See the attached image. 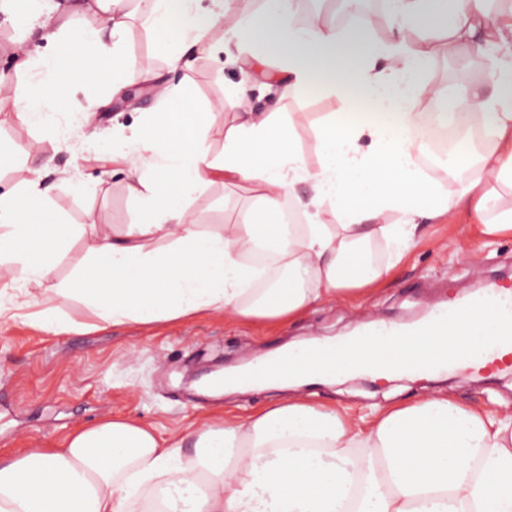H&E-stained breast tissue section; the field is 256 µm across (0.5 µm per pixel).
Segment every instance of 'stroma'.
Segmentation results:
<instances>
[{
    "instance_id": "1",
    "label": "stroma",
    "mask_w": 512,
    "mask_h": 512,
    "mask_svg": "<svg viewBox=\"0 0 512 512\" xmlns=\"http://www.w3.org/2000/svg\"><path fill=\"white\" fill-rule=\"evenodd\" d=\"M64 22L107 25L93 0H0V78L30 91L33 76L26 64L47 57L52 34ZM124 22V52L148 60V72L116 94L111 75L100 72L92 56L76 53L86 78L73 83L52 108L60 120L72 113L81 117L66 137L55 139L19 122L13 100L0 99V148H22L29 165L47 163L53 169L56 189L47 204L50 212L69 224L84 223L90 212L103 224L142 222L141 206L128 191L129 169L117 154L142 114L155 111L158 86L183 88L188 103L212 108L206 145L218 156L224 151V124L236 110L229 92L248 79V109L306 115L299 135L308 163H315L313 123L333 109L319 83L307 84L297 96L281 97L277 75L258 60H244L232 42L212 56L187 49L174 69L144 15L129 13ZM250 204L245 191L218 183L196 194L189 208L206 226L236 218ZM510 270L512 233L486 235L468 209L452 225H426L420 243L369 293L337 298L290 321L238 324L220 314H202L148 327L129 324L58 335L16 319L0 326V456L59 447L73 430L104 418H131L167 439L204 416L254 415L289 393L257 388L214 395L203 388L201 377L209 369L231 370L290 343L341 336L369 318L414 320L427 307L457 301ZM294 393L355 415L428 394L493 410L512 406V371L487 378L470 372L390 382L368 375L309 380Z\"/></svg>"
}]
</instances>
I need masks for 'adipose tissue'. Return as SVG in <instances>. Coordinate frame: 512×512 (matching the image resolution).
Wrapping results in <instances>:
<instances>
[{"instance_id": "obj_1", "label": "adipose tissue", "mask_w": 512, "mask_h": 512, "mask_svg": "<svg viewBox=\"0 0 512 512\" xmlns=\"http://www.w3.org/2000/svg\"><path fill=\"white\" fill-rule=\"evenodd\" d=\"M162 35L170 66L184 48L212 53L222 14L200 16L196 0H140ZM279 19L239 9L233 28L242 51L283 74L282 96L310 82L324 63L325 94L337 102L315 129V164L298 145V113L240 112L224 126V153L202 146L206 114L170 111L182 89L155 90L157 109L127 140L120 157L135 175L128 185L146 213L140 224L110 230L44 224L53 187L42 169L0 195V317L9 285L21 284L23 318L58 333L80 331L60 307L42 302L44 285L65 257L71 236H88L83 261L56 283L107 325H152L208 312L236 322L294 319L308 309L375 283L384 273L366 251L384 242L396 264L422 236V222L452 221L463 208L488 232L512 229V4L488 0H390V35L345 39L324 18H292L290 0H269ZM59 49L36 62L40 90L20 96L17 117L63 136L48 105L68 87L72 49L111 71L112 89L145 72L143 63L107 48L97 29L60 28ZM484 57L476 80L452 112H426L449 98L428 64L436 56L465 64ZM373 99L362 120L346 110L352 96ZM454 123L478 136V147L443 161L454 190L429 178L418 140ZM221 182L255 195L278 219L282 201L301 215L292 231L270 233L244 213L234 223L201 229L186 201ZM306 185L307 195L297 192ZM270 249L280 276L262 288L249 260ZM53 281V280H52ZM512 512V409L479 410L429 395L352 419L300 397L275 402L245 419L203 418L178 438H158L137 422L107 418L73 431L59 448L0 457V512Z\"/></svg>"}]
</instances>
